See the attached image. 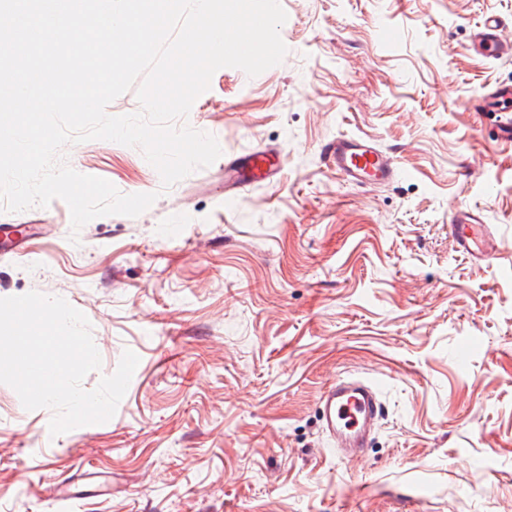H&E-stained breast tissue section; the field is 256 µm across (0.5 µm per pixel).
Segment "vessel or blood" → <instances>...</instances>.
<instances>
[{"label":"vessel or blood","instance_id":"1","mask_svg":"<svg viewBox=\"0 0 512 512\" xmlns=\"http://www.w3.org/2000/svg\"><path fill=\"white\" fill-rule=\"evenodd\" d=\"M471 48L485 58H511L512 27L498 17H485L473 32ZM483 110L495 117L499 140L512 144V89L498 87L485 94ZM327 159L340 178L355 184L388 183L399 173L393 155L376 141L362 137L336 138L328 146ZM279 168V155L269 149L225 155L224 188L234 190L231 174L235 170H249L254 180L265 181L276 175ZM448 231L457 250L470 259L486 260L499 250L481 211L451 210ZM319 404L324 432L339 447L353 450L363 447L367 433L383 412L376 387L362 379L336 378L322 391Z\"/></svg>","mask_w":512,"mask_h":512}]
</instances>
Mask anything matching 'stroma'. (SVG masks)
Returning a JSON list of instances; mask_svg holds the SVG:
<instances>
[{
  "mask_svg": "<svg viewBox=\"0 0 512 512\" xmlns=\"http://www.w3.org/2000/svg\"><path fill=\"white\" fill-rule=\"evenodd\" d=\"M282 62L217 70L186 122L223 152L275 149L283 176L224 198L216 160L171 187L140 149L66 147L137 217L73 230L68 205L0 211V297L37 291L89 320L101 366L139 364L115 415L51 436L0 384V512H512V147L476 99L512 58L471 51L512 0H280ZM397 160L382 186L324 162L337 136ZM482 211L492 259L448 213ZM372 381L385 416L347 460L318 397ZM448 231L459 252L475 261L491 258L499 250L481 211L456 208L448 215Z\"/></svg>",
  "mask_w": 512,
  "mask_h": 512,
  "instance_id": "1",
  "label": "stroma"
}]
</instances>
